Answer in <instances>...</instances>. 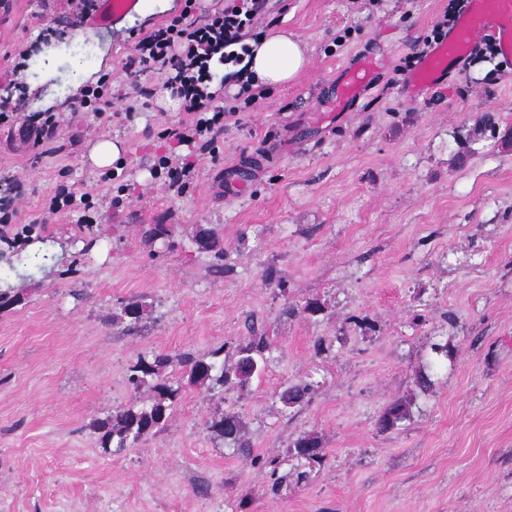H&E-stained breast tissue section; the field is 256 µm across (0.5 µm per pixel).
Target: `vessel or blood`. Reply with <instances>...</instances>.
I'll use <instances>...</instances> for the list:
<instances>
[{
  "label": "vessel or blood",
  "mask_w": 512,
  "mask_h": 512,
  "mask_svg": "<svg viewBox=\"0 0 512 512\" xmlns=\"http://www.w3.org/2000/svg\"><path fill=\"white\" fill-rule=\"evenodd\" d=\"M136 0H105L97 16L98 22H117L132 10ZM494 30L502 54L512 59V0H470L465 13L459 18L448 38L435 45L424 57L417 71L408 81L410 93L418 95L442 82L450 66L468 55L477 38L487 30ZM374 68L370 62H362L338 99V106H346L368 83Z\"/></svg>",
  "instance_id": "1"
}]
</instances>
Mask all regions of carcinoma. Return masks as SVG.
I'll list each match as a JSON object with an SVG mask.
<instances>
[{
  "label": "carcinoma",
  "mask_w": 512,
  "mask_h": 512,
  "mask_svg": "<svg viewBox=\"0 0 512 512\" xmlns=\"http://www.w3.org/2000/svg\"><path fill=\"white\" fill-rule=\"evenodd\" d=\"M268 344L261 336H253L238 348L239 358L228 368L217 361L221 350L210 353V359L182 353L176 359L166 355L141 356L130 368L127 378L132 390L149 392V401L112 412L104 419H98L93 429L100 434L103 447L116 445L125 448L136 443L143 434L161 430L169 417V411L178 404L189 385L222 387L237 380L240 387L249 385L251 378L241 376V363L248 358L259 363L265 361ZM406 406L401 401L391 403L381 415L379 431L391 429L404 418ZM209 429L225 441L236 444L240 440V420L233 414H226L214 420Z\"/></svg>",
  "instance_id": "carcinoma-1"
}]
</instances>
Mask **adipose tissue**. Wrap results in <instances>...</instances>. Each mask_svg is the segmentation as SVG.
Listing matches in <instances>:
<instances>
[{
	"instance_id": "adipose-tissue-1",
	"label": "adipose tissue",
	"mask_w": 512,
	"mask_h": 512,
	"mask_svg": "<svg viewBox=\"0 0 512 512\" xmlns=\"http://www.w3.org/2000/svg\"><path fill=\"white\" fill-rule=\"evenodd\" d=\"M307 64L302 40L288 32H275L253 44L249 68L256 84L274 88L296 79Z\"/></svg>"
}]
</instances>
